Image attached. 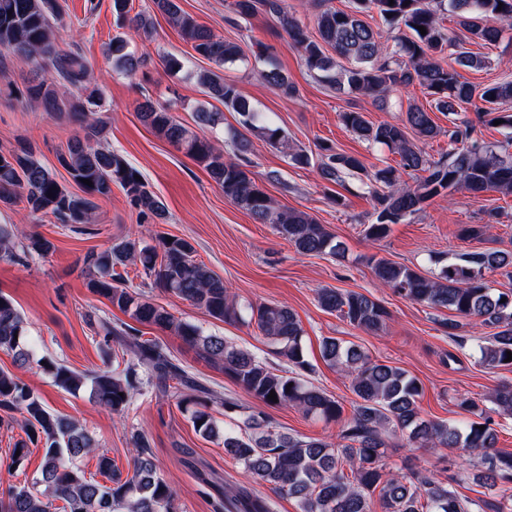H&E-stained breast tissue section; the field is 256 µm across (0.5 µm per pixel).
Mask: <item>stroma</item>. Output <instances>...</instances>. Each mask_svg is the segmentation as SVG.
Returning a JSON list of instances; mask_svg holds the SVG:
<instances>
[{
  "mask_svg": "<svg viewBox=\"0 0 512 512\" xmlns=\"http://www.w3.org/2000/svg\"><path fill=\"white\" fill-rule=\"evenodd\" d=\"M59 2L65 8V25L57 31L59 46L78 52L95 72L105 75L101 85L107 104L104 145L121 153L142 173L149 189L164 204L166 219L160 222L141 216L117 186L109 198L98 200L88 224H62L50 215L35 221L20 204L0 209V224H16L24 231L15 242L12 258L0 259V293L9 296L26 318L36 359L47 357L78 372L105 364L117 367L115 347L105 344L97 320L102 317L124 322L128 316L89 291L85 256L131 234L150 244L164 235L192 241L197 260L223 278L241 307H291L301 320L302 346L314 367L308 379L338 400L344 414H352L357 397L349 376L321 358L320 343L329 336L357 344L372 359L401 367L416 378L422 388L418 408L426 419L451 423L465 420L468 414L460 408V399L478 400L499 383L512 382V371H490L477 362L476 340L489 335V328L467 319L458 338H449L441 323L451 318V311L413 302L379 287L368 263L369 257L376 256L434 276L467 252L487 248L512 251V195L494 190L477 195L462 190L433 197L420 212L392 225L387 237L378 241L366 237L365 228L372 221L374 208V184L368 175L388 166L398 167L400 157L385 146L359 140L342 125L339 115L355 110L376 124L402 123L409 105L429 101L420 86L392 93L382 109L370 98L336 93L307 69L288 36L277 32L270 15L262 13L236 25L226 20L228 0H181L182 8L200 23L241 46L245 57L225 66V79L236 84L255 109L269 116L288 138L287 148H276L256 132H249L253 151L248 169L252 177L280 205L309 213L346 247L341 259L302 255L271 225L257 223L225 197L205 170L139 117L138 106L148 99L168 108L177 122L195 132L199 129V110L223 113L219 145L232 151V134L241 128L240 117L207 96L196 79L197 72L209 69V61L197 57L161 14H154L151 31L143 33L116 26L112 0ZM117 36L146 58L135 74L113 70L107 58L106 49ZM261 44L268 47L294 83L295 96H283L262 79L266 64L256 56ZM468 49L482 58L483 65L461 68L465 80L481 86L512 80V27H504L497 43H472ZM168 56L182 60L183 69L168 70L164 65ZM35 72L29 59L9 52L0 54V151L32 148L35 158L56 170L65 182L69 176L59 169L57 156L75 136L77 127L67 115L49 114L25 103L22 93ZM323 144L358 155L368 169L367 175L345 177L339 185L321 179L318 163ZM298 150L309 156V164L292 160V152ZM491 210L498 217L496 223H490L485 239L461 238L464 225L488 223ZM29 234L49 239L54 251L40 259L28 256L25 237ZM126 278L129 288L143 292L175 317L201 327L204 333L224 337L276 369L287 370V361L255 325L215 320L190 302L147 285L141 268L128 267ZM322 288L353 290L375 298L388 312L383 328L367 332L324 311L317 300ZM141 333L162 344L175 364L218 396L234 398L241 414L265 411L277 430L301 437L336 436L337 424L306 417L289 406H265L173 333L147 326ZM0 369L29 384L51 412L79 420L92 435L98 450L81 462L86 475H96L102 453L121 472H128L133 436L141 432L160 475L175 490L181 512H223L222 492L228 485L247 487L268 501L272 512H300L295 501L255 483L225 453L222 440L196 433L173 394L159 393L152 384H144L120 418L96 405L89 388L75 394L58 389L35 362L19 365L11 354L0 351ZM24 437L20 422L0 423V491L31 484L40 473L43 451L39 448L31 449L16 470H7L4 465L15 442ZM407 461L436 470L440 480L450 484L460 497L477 502L497 499L504 512H512V497H497L473 482L470 474L475 465L466 453L448 448L433 453L406 445L390 449L391 468Z\"/></svg>",
  "mask_w": 512,
  "mask_h": 512,
  "instance_id": "35a3bbf8",
  "label": "stroma"
}]
</instances>
